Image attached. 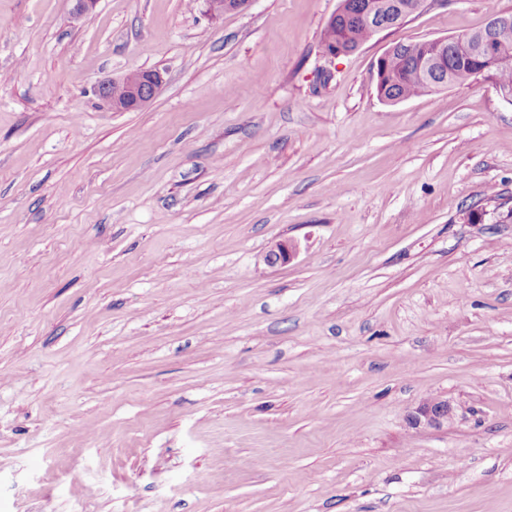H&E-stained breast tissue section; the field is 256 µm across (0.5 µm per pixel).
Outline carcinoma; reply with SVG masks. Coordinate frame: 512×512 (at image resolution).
<instances>
[{"mask_svg": "<svg viewBox=\"0 0 512 512\" xmlns=\"http://www.w3.org/2000/svg\"><path fill=\"white\" fill-rule=\"evenodd\" d=\"M418 0H341L336 13L325 27L320 43L332 50L350 45L356 50L371 39L375 22H384L396 29L404 16L411 13ZM496 46L512 50V22L485 30ZM389 60L382 63L376 86L391 100H407L431 95L442 86H451L477 77L484 66L480 56L465 57L448 54V69L437 72L424 66V59L439 51L435 43L398 42L391 48Z\"/></svg>", "mask_w": 512, "mask_h": 512, "instance_id": "obj_1", "label": "carcinoma"}]
</instances>
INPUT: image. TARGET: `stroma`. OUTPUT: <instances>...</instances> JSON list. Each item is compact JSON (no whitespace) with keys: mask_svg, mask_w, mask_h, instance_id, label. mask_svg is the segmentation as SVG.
<instances>
[{"mask_svg":"<svg viewBox=\"0 0 512 512\" xmlns=\"http://www.w3.org/2000/svg\"><path fill=\"white\" fill-rule=\"evenodd\" d=\"M339 3L0 0V512H512V107L376 93L512 0ZM421 0H341L336 13L325 27L320 43L329 50L339 45H350L355 51L360 45L371 39L372 33L378 34L402 25L404 16L411 13ZM138 83L127 81L126 76L120 82L104 81L99 87V95L118 112L140 110L151 102L158 93L162 80L155 71H140ZM299 251V243L294 240H281L273 244L264 256L268 266H282L288 264ZM454 406L448 399H431L418 405L408 416L409 424L414 428L439 429L453 419Z\"/></svg>","mask_w":512,"mask_h":512,"instance_id":"35a3bbf8","label":"stroma"}]
</instances>
